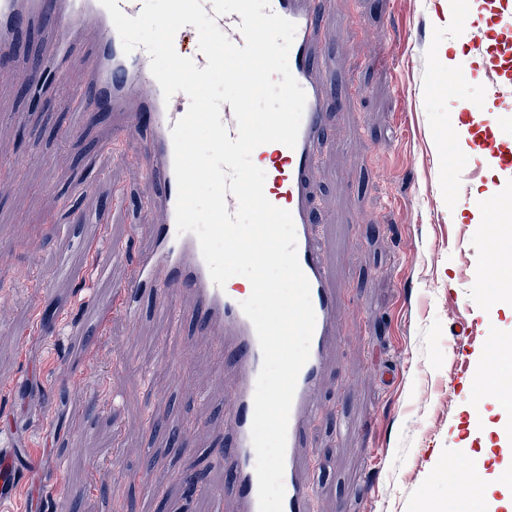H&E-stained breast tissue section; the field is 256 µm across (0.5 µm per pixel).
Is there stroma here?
Instances as JSON below:
<instances>
[{"label":"stroma","instance_id":"stroma-1","mask_svg":"<svg viewBox=\"0 0 512 512\" xmlns=\"http://www.w3.org/2000/svg\"><path fill=\"white\" fill-rule=\"evenodd\" d=\"M500 32L485 0H327L323 50L327 104L338 119L328 132L316 176V217L328 224L327 247L346 305L339 353L318 396L325 408L313 432V512H441L448 465L464 453L503 455L501 412L474 400L482 360H457L450 338L472 317L478 337L512 336V303H487L468 280L488 272L491 227L459 195L512 190L485 153L453 146L451 119L468 124L460 103L512 112V100L488 98L485 66ZM480 35L484 55L471 50ZM31 62L25 51L0 73V159L23 162L22 175L0 170V231L12 243L0 264V432L14 433L42 476L19 488L10 512H53L79 503L94 512H138L143 477L162 486L174 512H205L185 499L182 473L209 469L221 442L212 380L214 359L194 325L188 299L173 291L176 318L160 323L144 301L137 323L113 298L86 351L74 356L67 336L92 288L81 279L99 251L132 255L143 224L156 223L150 187L137 162L138 140L117 137L120 117L89 120L84 133L53 130L54 111L19 95ZM44 130L39 145L21 131ZM463 155L476 178L449 189L448 157ZM56 225L44 231L45 218ZM82 241L65 277H51L65 248ZM171 351L185 381L159 357ZM191 426L192 454L159 455L143 469L152 414ZM350 415L374 424L372 437L339 433ZM379 495L366 502L365 480Z\"/></svg>","mask_w":512,"mask_h":512}]
</instances>
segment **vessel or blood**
Listing matches in <instances>:
<instances>
[{"label": "vessel or blood", "instance_id": "obj_1", "mask_svg": "<svg viewBox=\"0 0 512 512\" xmlns=\"http://www.w3.org/2000/svg\"><path fill=\"white\" fill-rule=\"evenodd\" d=\"M271 9L296 25L290 71L306 93V105L296 146L278 143L269 155L265 195L293 217L298 260L310 283L316 315L310 357L299 373L289 416L283 512H312L315 490L309 476L310 436L324 412L315 394L338 350L336 318L342 306L336 268L326 255L323 227L315 222L312 203L320 150L334 116L324 107L326 90L320 77L325 63L321 49L323 0H271ZM25 24L45 30L38 56L25 74L36 95L51 94L52 74L69 66H80L89 76L88 84L66 103L73 133L83 131L92 112L123 115L124 123L118 129L122 135L137 133L144 125L150 128L140 162L158 221L149 225L134 270L125 278L118 280L112 274L122 262L121 255L114 249L105 252L97 271L95 301L86 307L82 319L71 325L69 334L85 335L109 314V301L116 292L124 297L122 314L127 321L138 320L146 297L152 298L159 319H172L171 293L181 289L189 298L198 330L215 340L221 356L213 380L224 387L220 402L224 444L209 451L219 470L202 489L208 512H258L256 453L251 439L253 397L262 365L257 334L240 307L243 292L214 285L196 236L178 234L175 225L177 183L171 131L186 113L189 99L181 92L164 99L150 71L148 52L140 47L124 54L110 15L99 0H0V54L12 52ZM174 44L181 56L198 67L206 66L193 26L181 28ZM503 74L502 63L491 61L486 72L488 91L511 97L512 82L504 80ZM228 375L233 384H225ZM28 475V469L18 465L14 449L0 448V498ZM481 478L480 466L471 465L451 482L448 512H481L472 493Z\"/></svg>", "mask_w": 512, "mask_h": 512}]
</instances>
